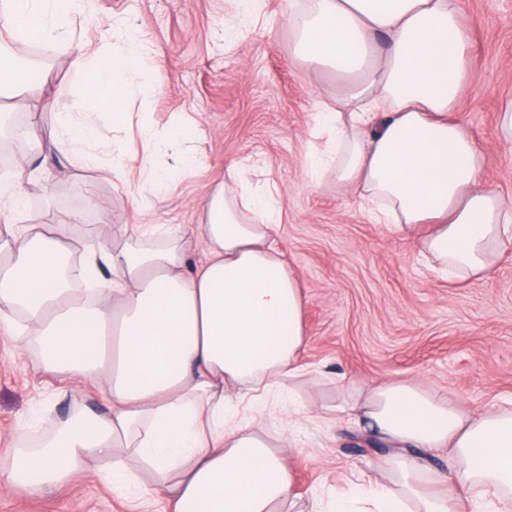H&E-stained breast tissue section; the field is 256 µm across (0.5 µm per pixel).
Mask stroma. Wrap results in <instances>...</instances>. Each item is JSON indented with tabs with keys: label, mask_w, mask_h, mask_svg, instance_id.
<instances>
[{
	"label": "stroma",
	"mask_w": 512,
	"mask_h": 512,
	"mask_svg": "<svg viewBox=\"0 0 512 512\" xmlns=\"http://www.w3.org/2000/svg\"><path fill=\"white\" fill-rule=\"evenodd\" d=\"M289 12V0L247 9L236 0H85L67 37L49 43L39 90L0 98V113L18 114L29 130L12 166L26 203L1 213L0 229L66 224L69 253L84 266L89 248L124 245L147 225L205 223L229 167L252 191L275 188L273 242L304 297L302 373L290 388H262L229 406L273 447L288 446L297 507L307 512L312 498H332L358 478L394 481V449L368 443L337 410L340 384L406 382L465 411L512 402V243L486 276L445 275L333 177L310 186L308 162L326 145L320 114L347 83L335 68L307 66ZM462 22L475 79L459 111L486 154L484 186L512 202V147L494 134L500 96L512 92V0H462ZM130 29L153 47L156 64L130 85L125 120L90 102L83 157L58 153L49 134L65 103L86 97L67 59L102 45L128 50ZM82 276L98 278L85 266ZM37 360L21 336L0 332V468L63 419L104 410L93 385L59 383ZM107 468L92 461L44 497L0 493V512H133L130 491L115 489Z\"/></svg>",
	"instance_id": "1"
}]
</instances>
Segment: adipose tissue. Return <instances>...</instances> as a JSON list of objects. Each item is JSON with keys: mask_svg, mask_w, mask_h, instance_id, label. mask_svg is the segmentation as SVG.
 I'll use <instances>...</instances> for the list:
<instances>
[{"mask_svg": "<svg viewBox=\"0 0 512 512\" xmlns=\"http://www.w3.org/2000/svg\"><path fill=\"white\" fill-rule=\"evenodd\" d=\"M82 0H0V24L47 41L66 30ZM291 25L311 69L333 64L356 82L320 124L336 141L335 163L313 168L381 201L382 214L444 269L484 274L494 250L512 241V204L484 189L486 156L455 113L470 80L471 42L461 0H304ZM71 72L117 115L125 113L138 56L97 50L69 59ZM277 216L261 199L239 202L225 187L207 204L195 238L168 227L88 256L105 268L96 303L73 301L62 270L64 225H27L0 242V329L24 311L39 362L66 380H90L107 414L63 420L55 438L20 454L0 489L44 495L92 460L112 461L120 483L141 463L140 512H275L295 496L286 457L250 424L226 416L229 396L285 385L300 369L303 298L269 240ZM205 263L187 270L192 241ZM356 420L396 448L405 493L378 486L335 498L333 512H500L512 494V409H455L414 386L382 382L359 394ZM447 450L470 489L417 486L425 456ZM40 475L36 485L19 473Z\"/></svg>", "mask_w": 512, "mask_h": 512, "instance_id": "obj_1", "label": "adipose tissue"}]
</instances>
